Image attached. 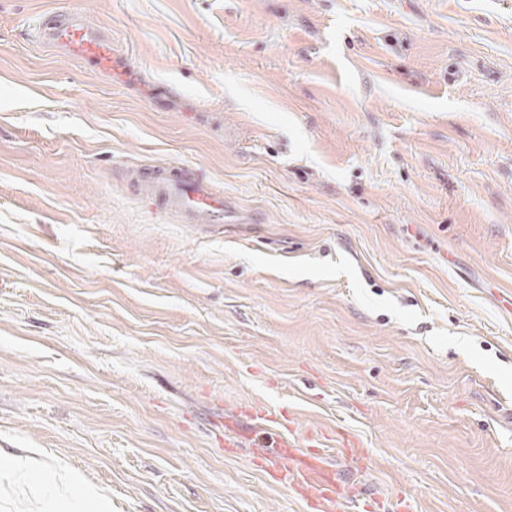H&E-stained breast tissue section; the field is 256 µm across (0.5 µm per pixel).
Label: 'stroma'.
<instances>
[{"mask_svg": "<svg viewBox=\"0 0 512 512\" xmlns=\"http://www.w3.org/2000/svg\"><path fill=\"white\" fill-rule=\"evenodd\" d=\"M168 163L223 228L142 201ZM284 434L358 512H512V0H0V448L112 512H309ZM34 29L40 41L63 47L92 67L101 68L112 62V36L97 26L74 19L68 13L42 14L37 18ZM131 182L148 203L177 214L185 224H224V194L195 168L140 167Z\"/></svg>", "mask_w": 512, "mask_h": 512, "instance_id": "35a3bbf8", "label": "stroma"}]
</instances>
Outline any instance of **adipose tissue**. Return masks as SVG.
Returning <instances> with one entry per match:
<instances>
[{"instance_id": "obj_1", "label": "adipose tissue", "mask_w": 512, "mask_h": 512, "mask_svg": "<svg viewBox=\"0 0 512 512\" xmlns=\"http://www.w3.org/2000/svg\"><path fill=\"white\" fill-rule=\"evenodd\" d=\"M0 473L12 477L17 490L8 497L9 512H112L107 494L61 464H49L35 451L0 450Z\"/></svg>"}]
</instances>
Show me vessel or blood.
Returning <instances> with one entry per match:
<instances>
[{
  "instance_id": "b4317fda",
  "label": "vessel or blood",
  "mask_w": 512,
  "mask_h": 512,
  "mask_svg": "<svg viewBox=\"0 0 512 512\" xmlns=\"http://www.w3.org/2000/svg\"><path fill=\"white\" fill-rule=\"evenodd\" d=\"M36 36L70 51L82 62L100 68L112 60V37L101 28L78 21L70 14L49 12L38 17ZM138 193L152 205L177 214L186 224H220L224 196L201 171L185 165L141 167L131 178ZM270 464L281 481H294L321 512H335L344 498L342 487L327 466L302 455L294 443L278 438Z\"/></svg>"
}]
</instances>
